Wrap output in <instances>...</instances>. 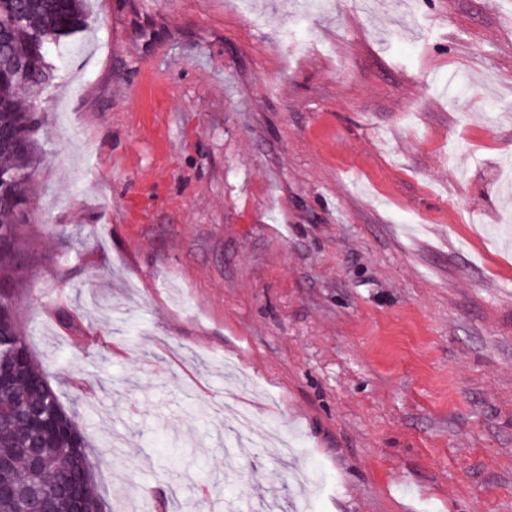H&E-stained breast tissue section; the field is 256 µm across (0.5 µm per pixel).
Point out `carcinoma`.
<instances>
[{
  "instance_id": "cac0c4a2",
  "label": "carcinoma",
  "mask_w": 512,
  "mask_h": 512,
  "mask_svg": "<svg viewBox=\"0 0 512 512\" xmlns=\"http://www.w3.org/2000/svg\"><path fill=\"white\" fill-rule=\"evenodd\" d=\"M85 0H0V27L10 29L13 37L7 54L20 61H32L29 93L37 92L41 83H52L56 68L44 45L77 32L84 23ZM35 119L27 100L15 79L8 76L0 81V131L18 138L23 147L9 145L0 148V174L14 178L13 202L0 204V227L11 229L7 246L0 245V272L11 270L21 253L19 226L29 216L31 181L38 155L32 138ZM0 317L9 340L0 350V373L11 378V384L0 387V456L16 462L8 475L16 497L25 498L33 490L56 502L61 512L67 503L60 493L66 478L79 476V465L71 455L78 444L86 448L83 428L77 416L60 402L57 392L45 376L14 319L13 299L0 298ZM53 406L62 427L48 434L27 432L21 427L26 411L31 407ZM29 448L43 461L38 471L26 465L27 457L20 452Z\"/></svg>"
}]
</instances>
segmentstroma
I'll return each instance as SVG.
<instances>
[{
	"mask_svg": "<svg viewBox=\"0 0 512 512\" xmlns=\"http://www.w3.org/2000/svg\"><path fill=\"white\" fill-rule=\"evenodd\" d=\"M86 13L11 284L100 498L512 512V0ZM244 408L298 469L228 447Z\"/></svg>",
	"mask_w": 512,
	"mask_h": 512,
	"instance_id": "1",
	"label": "stroma"
}]
</instances>
